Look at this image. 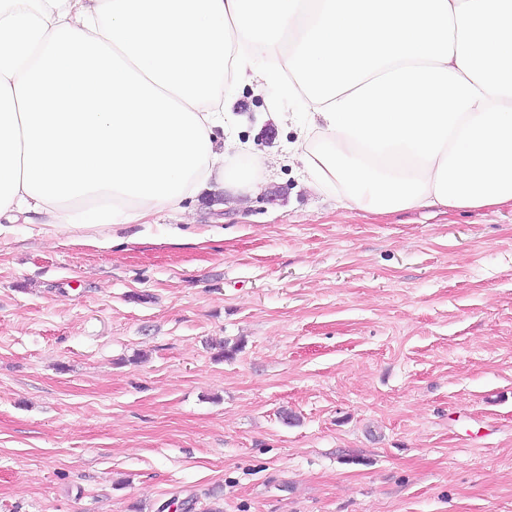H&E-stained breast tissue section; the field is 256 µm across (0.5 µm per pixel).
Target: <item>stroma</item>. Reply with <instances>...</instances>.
<instances>
[{
	"mask_svg": "<svg viewBox=\"0 0 512 512\" xmlns=\"http://www.w3.org/2000/svg\"><path fill=\"white\" fill-rule=\"evenodd\" d=\"M271 108L276 201L0 235V512H512V207L346 210Z\"/></svg>",
	"mask_w": 512,
	"mask_h": 512,
	"instance_id": "1",
	"label": "stroma"
}]
</instances>
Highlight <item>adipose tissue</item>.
I'll use <instances>...</instances> for the list:
<instances>
[{
    "label": "adipose tissue",
    "mask_w": 512,
    "mask_h": 512,
    "mask_svg": "<svg viewBox=\"0 0 512 512\" xmlns=\"http://www.w3.org/2000/svg\"><path fill=\"white\" fill-rule=\"evenodd\" d=\"M247 76L344 208L512 204V0H0V221L105 247L204 191L245 202Z\"/></svg>",
    "instance_id": "obj_1"
}]
</instances>
